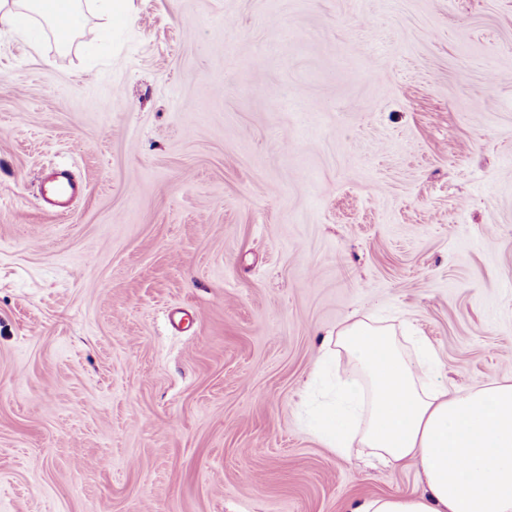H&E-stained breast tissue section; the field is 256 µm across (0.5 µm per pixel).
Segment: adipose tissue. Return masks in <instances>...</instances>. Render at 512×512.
Listing matches in <instances>:
<instances>
[{
  "label": "adipose tissue",
  "instance_id": "ef3b65f1",
  "mask_svg": "<svg viewBox=\"0 0 512 512\" xmlns=\"http://www.w3.org/2000/svg\"><path fill=\"white\" fill-rule=\"evenodd\" d=\"M82 0H0V22L38 41L50 30L60 47L85 35ZM349 364L316 430L337 453L352 444L383 460L415 463L421 492L382 495L353 512H512V381L455 394L433 380L435 353L406 351L394 331L367 318L336 329Z\"/></svg>",
  "mask_w": 512,
  "mask_h": 512
}]
</instances>
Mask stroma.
Masks as SVG:
<instances>
[{"mask_svg": "<svg viewBox=\"0 0 512 512\" xmlns=\"http://www.w3.org/2000/svg\"><path fill=\"white\" fill-rule=\"evenodd\" d=\"M365 316L449 390L512 380V0H128L101 49L0 23V512L419 491L304 421Z\"/></svg>", "mask_w": 512, "mask_h": 512, "instance_id": "stroma-1", "label": "stroma"}]
</instances>
